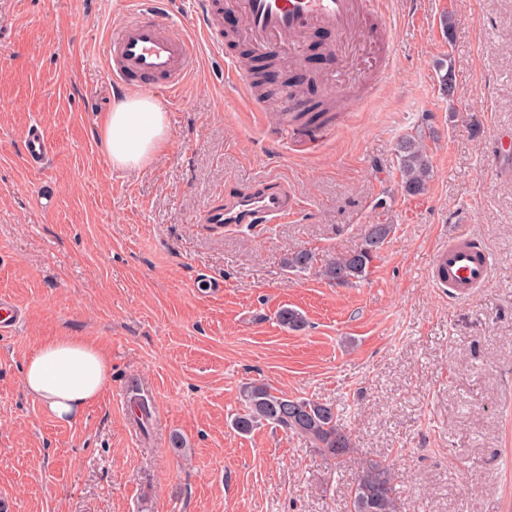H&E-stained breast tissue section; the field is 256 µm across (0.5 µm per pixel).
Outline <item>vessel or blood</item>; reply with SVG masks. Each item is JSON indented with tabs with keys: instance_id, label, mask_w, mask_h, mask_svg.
Here are the masks:
<instances>
[{
	"instance_id": "1",
	"label": "vessel or blood",
	"mask_w": 512,
	"mask_h": 512,
	"mask_svg": "<svg viewBox=\"0 0 512 512\" xmlns=\"http://www.w3.org/2000/svg\"><path fill=\"white\" fill-rule=\"evenodd\" d=\"M244 22V36L257 54L280 52L316 30L349 36L383 22L384 0H235ZM222 0H195L192 23L199 36L171 30L168 0H140L128 18L114 27L106 47L107 68L115 86L149 92L178 90L194 70L200 47L224 60V84L233 88L254 112H285L294 91L285 87L274 98L260 97L251 72L224 54ZM29 163L39 164L52 150L39 129L25 134ZM298 202L287 186L266 182L230 195L224 207L204 221L227 227L243 224H281L295 213ZM492 258L477 241L459 236L434 255L430 279L452 297L472 296L490 276Z\"/></svg>"
}]
</instances>
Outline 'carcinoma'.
<instances>
[{"label": "carcinoma", "instance_id": "obj_1", "mask_svg": "<svg viewBox=\"0 0 512 512\" xmlns=\"http://www.w3.org/2000/svg\"><path fill=\"white\" fill-rule=\"evenodd\" d=\"M401 189L408 195L422 193L430 179L431 162L425 146L417 137H405L397 144ZM391 224L367 226L361 245L351 253L334 258L324 265L323 276L330 282L345 286L363 278L366 269L392 232ZM313 261L307 250L292 253L286 262L288 269L306 270ZM280 323L292 331L304 327V318L296 310L279 313ZM244 413L236 415L234 428L243 434L260 423H266L285 434L301 437L324 457L340 463L353 451L348 434L339 424L335 406L302 397L276 393L265 384H250L242 389ZM353 512H399V496L394 474L382 462L366 463L353 488Z\"/></svg>", "mask_w": 512, "mask_h": 512}]
</instances>
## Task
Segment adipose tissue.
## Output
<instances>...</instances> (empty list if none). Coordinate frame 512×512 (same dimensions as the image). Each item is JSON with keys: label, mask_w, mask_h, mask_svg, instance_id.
<instances>
[{"label": "adipose tissue", "mask_w": 512, "mask_h": 512, "mask_svg": "<svg viewBox=\"0 0 512 512\" xmlns=\"http://www.w3.org/2000/svg\"><path fill=\"white\" fill-rule=\"evenodd\" d=\"M169 133L165 103L154 96L116 98L100 128L117 171L148 166L166 148ZM111 378V358L92 337L62 333L31 351L22 385L55 421L70 423L101 399Z\"/></svg>", "instance_id": "obj_1"}]
</instances>
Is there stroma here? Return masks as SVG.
I'll return each mask as SVG.
<instances>
[{"instance_id": "35a3bbf8", "label": "stroma", "mask_w": 512, "mask_h": 512, "mask_svg": "<svg viewBox=\"0 0 512 512\" xmlns=\"http://www.w3.org/2000/svg\"><path fill=\"white\" fill-rule=\"evenodd\" d=\"M391 63L374 94L336 85L332 31L311 34L296 77L331 106L328 135L262 125L202 50L176 98L166 149L116 171L98 128L115 87L106 42L132 0H0V296L23 312L0 332V504L5 512H351L367 460L392 464L402 512H512V181L491 145L512 132V0H387ZM453 21L444 31L442 16ZM451 61L444 91L439 64ZM53 145L39 168L23 135ZM423 140L432 177L399 187L396 145ZM288 183L295 223H203L227 190ZM370 224L393 231L364 278L321 275ZM465 233L493 257L488 284L448 300L436 250ZM305 249L313 264L288 270ZM300 311L299 332L278 322ZM63 332L95 337L112 382L75 422L22 386L28 354ZM252 382L335 405L354 450L341 463L261 425L237 433ZM153 407L149 430L135 398Z\"/></svg>"}]
</instances>
